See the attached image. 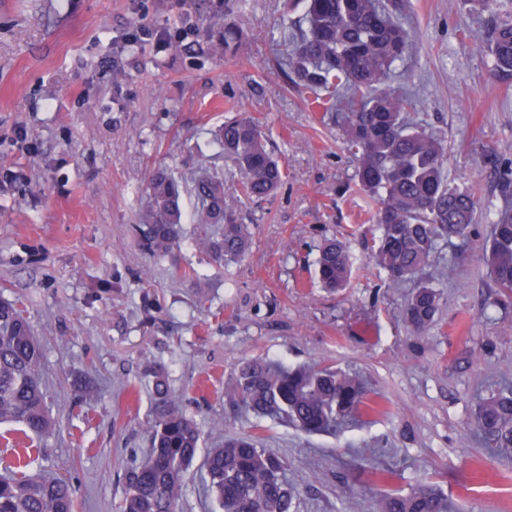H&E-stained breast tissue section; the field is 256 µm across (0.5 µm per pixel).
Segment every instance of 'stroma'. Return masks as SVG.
I'll return each mask as SVG.
<instances>
[{
  "label": "stroma",
  "instance_id": "stroma-1",
  "mask_svg": "<svg viewBox=\"0 0 512 512\" xmlns=\"http://www.w3.org/2000/svg\"><path fill=\"white\" fill-rule=\"evenodd\" d=\"M223 11L243 30L228 57L214 48ZM301 13L300 0H0V296L41 341L60 427L39 463L70 479L78 512H119L122 467L149 451L156 364L205 447L245 431L283 458L297 512H376L385 491L430 476L459 512H512V459L474 438L480 395L512 380V296L482 260L493 214L478 208L467 240L439 241L425 276L440 310L413 334L412 282L388 284L370 259L376 205L352 180L341 119L312 111L274 62ZM400 19L416 47L392 81L414 93L412 121L445 139L452 182L499 200L512 83L492 81L488 53L463 37L467 0H404ZM230 108L259 119L286 173L241 207L249 253L216 265L189 224L178 261L152 256L134 231L150 170L217 167L234 193L208 145ZM331 237L354 257L334 294L315 276ZM255 357L357 373L383 412L333 435L256 418L224 399Z\"/></svg>",
  "mask_w": 512,
  "mask_h": 512
}]
</instances>
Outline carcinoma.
I'll return each mask as SVG.
<instances>
[{
    "mask_svg": "<svg viewBox=\"0 0 512 512\" xmlns=\"http://www.w3.org/2000/svg\"><path fill=\"white\" fill-rule=\"evenodd\" d=\"M490 12L486 24L463 32L478 41L491 58L490 77L512 79V11L501 12L499 0H482ZM216 47L237 52L240 29L231 21ZM415 35L397 23L377 0H307L300 27L286 40L288 70L294 82L314 94L311 104L322 112L345 113L346 143L357 160V188L378 202L372 258L392 284L418 277L443 239L470 234L478 197L473 187L454 184L445 174L446 148L441 139L408 126L404 113L413 109L410 93L389 83L391 67L413 49ZM224 158L239 175V191L224 192V173L206 171L189 187L167 169L148 177L149 202L134 231L152 254L175 258L183 236V195L198 207L197 239L222 265L244 256L250 247L238 210L244 199H263L283 180V170L268 147L254 116L239 112L216 134ZM495 220L484 260L503 294H512V204L488 201ZM316 273L331 291L344 288L351 274L345 243L325 240ZM440 294L428 281L409 295L402 317L416 334L434 322ZM43 351L18 302L0 299V425L8 433L44 441L58 421L47 400L42 376ZM148 434L151 448L142 460L122 470L121 512H179L188 472L201 448L196 422L180 408L163 367L152 366ZM227 401L258 417H280L309 433L336 430L341 418L365 404L359 378L332 367L286 365L250 358L241 362ZM476 433L490 450L512 456V386L503 385L484 398L476 413ZM22 459L14 475L0 479V512H76L69 479ZM205 483L214 495V512H296L298 485L285 476L284 460L249 435H226L208 450ZM380 512H456V505L434 481L422 480L409 492L394 491L380 499Z\"/></svg>",
    "mask_w": 512,
    "mask_h": 512,
    "instance_id": "cac0c4a2",
    "label": "carcinoma"
}]
</instances>
